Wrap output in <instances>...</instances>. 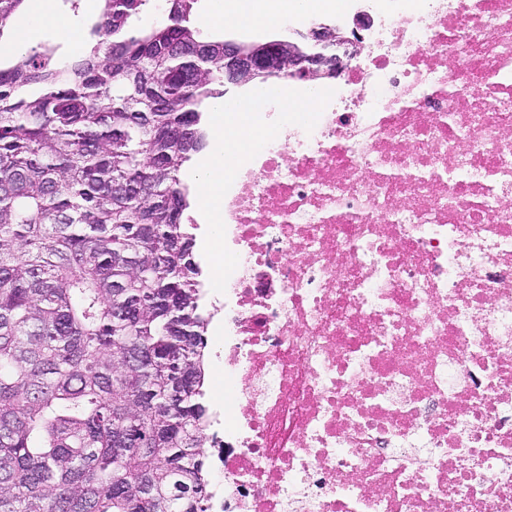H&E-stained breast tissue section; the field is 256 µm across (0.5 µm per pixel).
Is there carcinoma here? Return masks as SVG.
Segmentation results:
<instances>
[{"label":"carcinoma","mask_w":512,"mask_h":512,"mask_svg":"<svg viewBox=\"0 0 512 512\" xmlns=\"http://www.w3.org/2000/svg\"><path fill=\"white\" fill-rule=\"evenodd\" d=\"M24 0H0V37ZM84 52L0 60V512H208V318L179 172L224 40L102 0Z\"/></svg>","instance_id":"carcinoma-1"}]
</instances>
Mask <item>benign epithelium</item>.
Instances as JSON below:
<instances>
[{
  "label": "benign epithelium",
  "mask_w": 512,
  "mask_h": 512,
  "mask_svg": "<svg viewBox=\"0 0 512 512\" xmlns=\"http://www.w3.org/2000/svg\"><path fill=\"white\" fill-rule=\"evenodd\" d=\"M296 35L297 39L288 41L286 55L279 41L259 42L263 49L258 53L247 43L225 40L224 85L252 83L263 90L269 79L285 75L304 81L337 79L362 48L356 31L347 36L337 25L321 23Z\"/></svg>",
  "instance_id": "obj_1"
}]
</instances>
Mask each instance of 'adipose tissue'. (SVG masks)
I'll list each match as a JSON object with an SVG mask.
<instances>
[{"label":"adipose tissue","mask_w":512,"mask_h":512,"mask_svg":"<svg viewBox=\"0 0 512 512\" xmlns=\"http://www.w3.org/2000/svg\"><path fill=\"white\" fill-rule=\"evenodd\" d=\"M309 0H215L212 17L217 25L225 28H244L253 26L254 22L272 23L278 9L292 11L305 9ZM53 21L61 35L76 42L80 39L77 30L71 29L63 17L52 14L50 0H29L19 28L16 42L10 45L13 53H21L31 36L43 27L45 21ZM254 106L253 99L231 100L216 104L212 110L215 127L211 152L197 173L199 198L207 210V218L213 224V238H222L220 229L224 213V174L229 171L236 159L238 141L224 135L225 112H248Z\"/></svg>","instance_id":"adipose-tissue-1"}]
</instances>
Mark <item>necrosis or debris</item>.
<instances>
[{"instance_id": "necrosis-or-debris-1", "label": "necrosis or debris", "mask_w": 512, "mask_h": 512, "mask_svg": "<svg viewBox=\"0 0 512 512\" xmlns=\"http://www.w3.org/2000/svg\"><path fill=\"white\" fill-rule=\"evenodd\" d=\"M224 182L210 512H512V0H363Z\"/></svg>"}]
</instances>
